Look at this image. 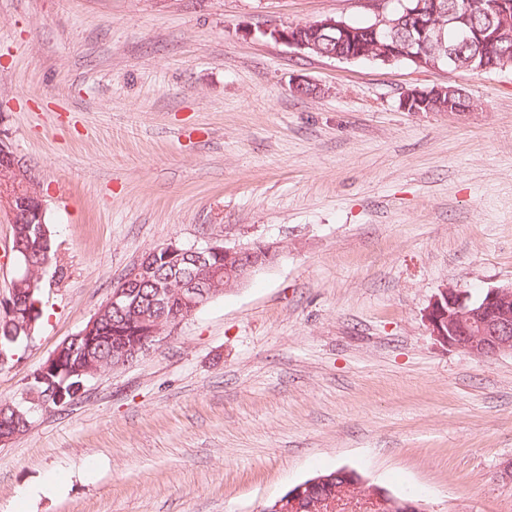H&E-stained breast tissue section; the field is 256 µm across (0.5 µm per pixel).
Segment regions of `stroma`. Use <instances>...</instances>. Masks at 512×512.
I'll return each instance as SVG.
<instances>
[{
	"mask_svg": "<svg viewBox=\"0 0 512 512\" xmlns=\"http://www.w3.org/2000/svg\"><path fill=\"white\" fill-rule=\"evenodd\" d=\"M376 15L0 0V130L55 250L0 404L157 246L280 250L0 446V512H261L341 468L426 512H512V354L443 347L423 317L444 286L512 283V68L343 61L270 35ZM436 86L473 111L401 108Z\"/></svg>",
	"mask_w": 512,
	"mask_h": 512,
	"instance_id": "35a3bbf8",
	"label": "stroma"
}]
</instances>
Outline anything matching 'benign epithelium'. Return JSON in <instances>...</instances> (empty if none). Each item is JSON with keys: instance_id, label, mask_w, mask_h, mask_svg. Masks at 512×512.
<instances>
[{"instance_id": "1", "label": "benign epithelium", "mask_w": 512, "mask_h": 512, "mask_svg": "<svg viewBox=\"0 0 512 512\" xmlns=\"http://www.w3.org/2000/svg\"><path fill=\"white\" fill-rule=\"evenodd\" d=\"M412 18L427 16V21L419 22L417 31L424 45H431L440 52L431 56L422 51H414V44L405 42L400 45L383 46L380 43L369 45L364 50L376 53V58L385 63L405 59L416 66L433 69L440 59L456 60L453 46L448 44V28L457 32L455 41L467 43L476 36L457 27L459 19L454 13L438 14L437 10L423 12V2H418L415 11H405ZM328 34L329 40L336 44L333 50H321V35ZM487 34L492 41H512V4H500L496 21L488 28ZM271 35L300 51L308 49L319 51L328 58L354 60L362 55L361 40L345 22L328 17L306 24L290 25L275 29ZM452 89L436 87L431 89H413L403 93L400 104L403 109L421 105L441 92ZM0 210L7 214L9 223L36 224L39 242L49 237L44 223L45 209L42 200L33 189L31 168L10 150L0 136ZM17 273L12 281L10 297L4 300L7 308L6 319L16 318L19 313L13 305L14 298L21 288L32 284L39 276L28 263L24 244L13 240ZM279 255L278 246L273 243L255 242L247 247H228L217 241L204 245H183L170 241L148 252L123 278L112 288V294L85 327L70 337L48 358L41 372H47L50 362L56 360L69 343L81 339L89 341L83 354V365L77 374L85 381L80 383L78 392H83L85 382L102 371V367L92 355L90 341L97 335L99 322L110 308L126 307L131 311L132 320L138 325V333L144 336L142 344L133 348L125 347L114 351L112 367L126 365L150 352L152 347L163 339L165 333L181 320L190 316L206 299L215 297L231 288L244 283L253 273L273 263ZM192 256L196 259V269H183V259ZM165 263L177 271L168 279L155 275L158 265ZM149 282L153 285L152 299L158 306L171 307L177 315L164 321L139 311L135 284ZM425 322L431 336L442 346L465 351L475 357H488L500 353H512V284L493 286L473 298L460 288L444 287L435 294L425 314ZM325 483L332 484L327 494L316 496L315 487ZM362 478L346 471L341 480L336 477L319 476L307 483L291 488L262 512H336V502L350 496L361 488ZM368 496L375 501L374 512H424L419 501L397 500L379 487L368 489Z\"/></svg>"}]
</instances>
